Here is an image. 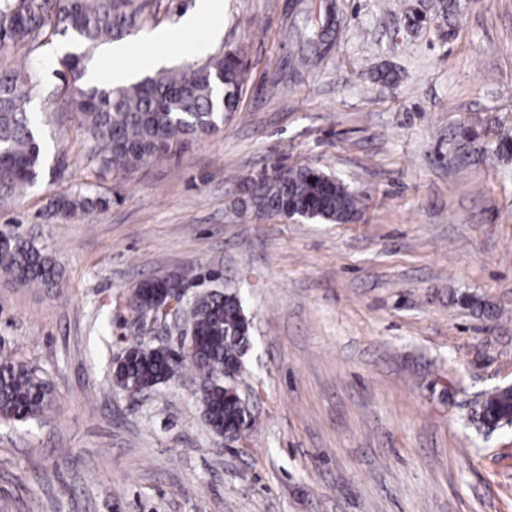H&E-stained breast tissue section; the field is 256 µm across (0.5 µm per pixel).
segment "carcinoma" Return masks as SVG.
I'll use <instances>...</instances> for the list:
<instances>
[{
    "label": "carcinoma",
    "mask_w": 512,
    "mask_h": 512,
    "mask_svg": "<svg viewBox=\"0 0 512 512\" xmlns=\"http://www.w3.org/2000/svg\"><path fill=\"white\" fill-rule=\"evenodd\" d=\"M0 13V200L34 185L44 163V143L31 111V76L8 67L13 46L34 47L60 35L81 51L62 64L71 83L64 87L66 105L81 115L106 169H128L164 156L174 141L209 135L237 110L242 89L241 63L228 51L201 66L162 69L138 82L119 86L83 81L92 51L102 42L125 39L137 27L139 0H12ZM103 200L88 190L63 191L49 204L53 214L87 212ZM238 203L245 210L282 214L297 212L308 220L347 224L359 213L360 199L340 179L305 166L277 163L240 180ZM0 272L26 285L51 284L59 277L57 261L35 242L0 232ZM156 284L140 283L132 295L138 307L151 305ZM185 324L197 337L191 370L195 393L212 430L237 441L254 421L246 402L229 390L228 379L244 368L251 346V323L239 296L212 289L198 294L184 309ZM169 345L147 342L112 371L122 393H141L179 373ZM53 402V388L39 369L0 349V422L38 423ZM495 410L512 417V393L497 387L479 404L477 422L488 427Z\"/></svg>",
    "instance_id": "obj_1"
}]
</instances>
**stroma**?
<instances>
[{"mask_svg": "<svg viewBox=\"0 0 512 512\" xmlns=\"http://www.w3.org/2000/svg\"><path fill=\"white\" fill-rule=\"evenodd\" d=\"M224 0V34L181 29L196 0H148L156 41L96 65L170 67L235 52L237 112L211 135L103 169L62 107L61 41L15 48L46 120L36 186L0 229L58 261L51 286L0 276V347L37 367L41 424L0 423V512H512V427L472 422L512 384V0ZM342 179L349 224L242 212L273 162ZM109 199L54 216L50 199ZM239 294L252 344L238 392L256 420L228 443L191 371L135 397L110 381L137 339L143 280Z\"/></svg>", "mask_w": 512, "mask_h": 512, "instance_id": "obj_1", "label": "stroma"}]
</instances>
